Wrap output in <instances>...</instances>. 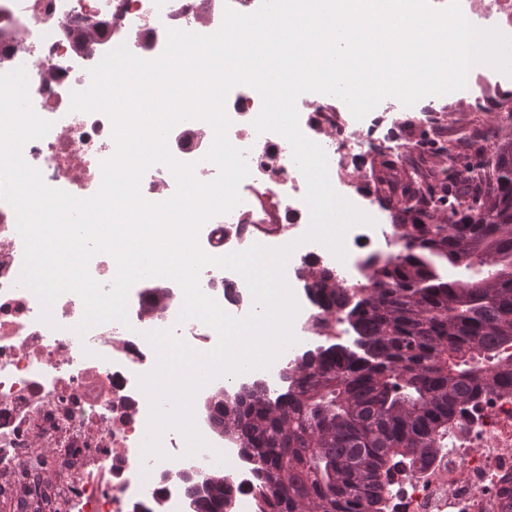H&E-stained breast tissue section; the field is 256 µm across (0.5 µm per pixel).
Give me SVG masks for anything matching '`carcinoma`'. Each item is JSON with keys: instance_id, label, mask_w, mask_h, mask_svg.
<instances>
[{"instance_id": "carcinoma-1", "label": "carcinoma", "mask_w": 512, "mask_h": 512, "mask_svg": "<svg viewBox=\"0 0 512 512\" xmlns=\"http://www.w3.org/2000/svg\"><path fill=\"white\" fill-rule=\"evenodd\" d=\"M406 177L397 255L364 258L351 288L310 272L317 326L353 341L307 351L273 400L251 384L206 404L257 463L264 512H380L384 478L429 465L458 409L512 393V140L465 192ZM183 481L187 512H234L223 472Z\"/></svg>"}]
</instances>
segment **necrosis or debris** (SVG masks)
Masks as SVG:
<instances>
[{"mask_svg": "<svg viewBox=\"0 0 512 512\" xmlns=\"http://www.w3.org/2000/svg\"><path fill=\"white\" fill-rule=\"evenodd\" d=\"M261 0H0V73L25 68L35 112L51 121L42 138L28 141L23 156L50 183H65L78 198L97 193L100 163L115 151L112 123L100 112L71 108L70 94L89 86L90 70L105 54L124 45L137 57L162 54L168 29L199 35L216 32L225 8L248 14ZM465 19L480 30L512 37V0H460ZM101 26L94 48L79 42L83 28ZM473 108H495L512 118V76L485 66ZM307 118L302 133L318 143L328 160L331 184H347L342 163L414 153L370 128L348 126L332 109L329 95L300 96ZM262 108L253 87H234L226 99L232 121L231 143L245 153L250 170L248 195L229 213L208 220L199 232L202 250L213 256L239 252L253 244H293L284 272L301 267L340 270L345 257L385 243L393 232H379L391 219L377 200L361 206L368 223L345 234L344 257L316 241H301L310 227L304 201L306 180L292 160L290 144L273 132H257L252 122ZM214 138L201 120L177 124L168 136L172 155L195 166L199 181L210 182L217 166L206 158ZM24 244L17 216L0 200V497L15 502L26 491L47 493L50 512H184L182 470L223 463L235 485V512H259L254 464L235 443L205 434L206 448L188 454L177 428L161 436L163 456H143L150 401L139 387L151 373L157 354L147 333L166 331L192 350L207 351L214 329L181 319L180 286L162 279L172 295L164 311L148 317L140 291L128 304V320L92 326L78 334L83 303L61 294L50 311L21 284ZM200 286L235 318L257 305L246 281L236 272L204 267ZM48 448L42 457L40 448ZM383 512H512V394L489 396L456 415L441 439L433 465L396 484Z\"/></svg>", "mask_w": 512, "mask_h": 512, "instance_id": "necrosis-or-debris-1", "label": "necrosis or debris"}]
</instances>
